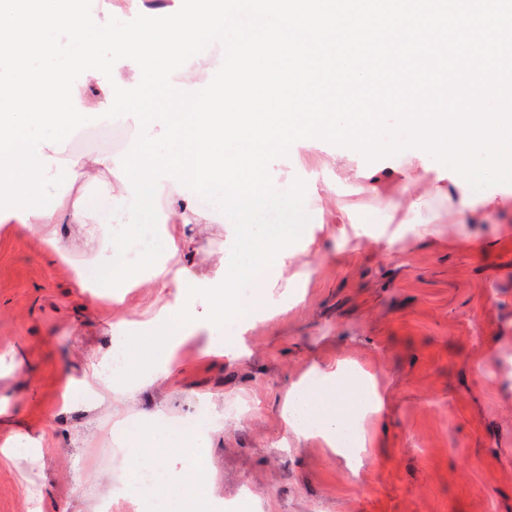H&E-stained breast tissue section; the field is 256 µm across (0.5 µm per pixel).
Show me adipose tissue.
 <instances>
[{
	"label": "adipose tissue",
	"instance_id": "adipose-tissue-1",
	"mask_svg": "<svg viewBox=\"0 0 512 512\" xmlns=\"http://www.w3.org/2000/svg\"><path fill=\"white\" fill-rule=\"evenodd\" d=\"M360 177L365 190L383 201L393 217L392 222L353 224L347 228L327 224L323 227L326 238L338 237L358 245L367 239L383 245L389 252L410 237L445 236L455 247L467 250L473 242L464 230L465 222L483 219L497 208L512 207V195L471 196L465 187L445 183L438 169L426 168L423 160L414 156L408 157L404 166L386 172L366 170ZM436 195L447 198L446 215H427L429 201ZM105 200L114 206L107 224L93 223L90 211L79 197L62 202L53 214L30 217L26 225L47 243L51 255L58 259L66 258L72 251V241L64 234L63 225H80L88 239L108 244L98 255L99 264L115 266L121 257L122 239L116 236L114 227L123 223V207L129 202L124 184L108 186ZM167 205L170 223L164 237L166 259L150 277L152 286L160 291L191 287L192 275L183 266L182 258L193 247L204 225L212 221L198 200L188 199L179 191L169 193ZM107 376V369L97 367L73 385L74 391L93 392L96 405L107 408L94 428L83 433V442L104 440L113 432H121L134 469L149 475L167 506L166 512H218L214 498L207 491L206 474L193 459L202 435L162 427L152 412L143 413L138 423H127L123 411L135 395L108 388ZM385 396L379 367L345 359L333 364L310 365L288 390L282 407L285 433L293 443L317 439L331 449L336 448L340 438H350L352 446L344 454L354 464H362L374 440L369 423L382 411Z\"/></svg>",
	"mask_w": 512,
	"mask_h": 512
}]
</instances>
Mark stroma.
Listing matches in <instances>:
<instances>
[{
	"label": "stroma",
	"instance_id": "stroma-1",
	"mask_svg": "<svg viewBox=\"0 0 512 512\" xmlns=\"http://www.w3.org/2000/svg\"><path fill=\"white\" fill-rule=\"evenodd\" d=\"M139 136L129 122L101 119L74 132L64 156L83 162L126 155ZM396 153L370 161L321 138L295 141L269 165L281 189L303 181L308 193L344 207L356 224H381L384 205L363 191L360 171L403 163ZM469 250L406 240L382 256L351 254L322 241L326 253L304 302L273 289L275 315L245 335L241 359L205 356L215 333L198 330L178 350L175 373L127 406L162 421L197 415L205 395L224 399L198 461L209 492L227 503L252 499L258 512H512V211L468 225ZM73 254L54 259L40 237L16 221L0 223V512H132L137 488L127 450L74 447L67 431L86 419L84 404L59 414L62 375L81 378L112 358L120 336L167 315L180 295L168 289L101 288L79 293V269L93 250L80 226L69 228ZM223 224L208 225L184 259L198 277H215ZM346 357L381 366L391 391L375 419L371 459L351 471L316 439L284 449L281 405L290 383L311 364ZM54 424L56 449L33 462L28 450Z\"/></svg>",
	"mask_w": 512,
	"mask_h": 512
}]
</instances>
